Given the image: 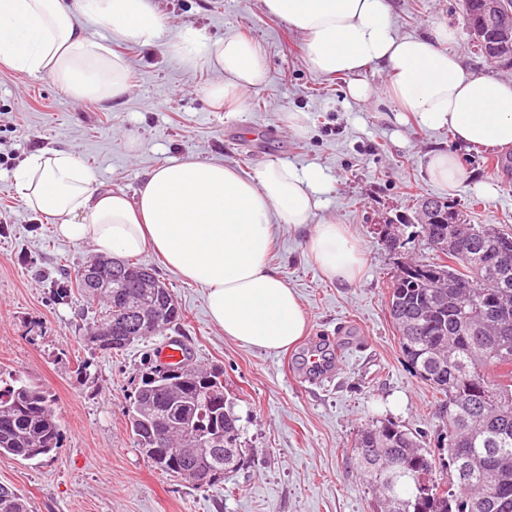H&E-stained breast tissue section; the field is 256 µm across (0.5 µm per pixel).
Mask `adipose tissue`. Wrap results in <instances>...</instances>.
Segmentation results:
<instances>
[{
  "mask_svg": "<svg viewBox=\"0 0 512 512\" xmlns=\"http://www.w3.org/2000/svg\"><path fill=\"white\" fill-rule=\"evenodd\" d=\"M263 10L299 31L304 61L324 77H349L351 98L373 95L361 73L389 74L388 95L429 130L462 144L512 146V85L477 76L450 49L439 27L405 37L391 21L389 0H260ZM104 28L91 39L89 26ZM167 40L188 68L218 74L209 101H241L260 86L266 61L257 45L229 32L169 29L154 0H0V64L44 75L78 100L119 102L128 91V64L112 42L152 47ZM328 178L311 165L269 161L249 172L221 162L183 160L153 169L136 199L98 185L72 152L40 150L17 168L14 190L32 211L56 222L75 242L105 256L156 252L169 271L203 288L210 318L225 336L266 352L294 344L306 318L296 293L268 266L273 228L310 227L308 248L322 275L341 286L360 275L362 251L344 225L311 224Z\"/></svg>",
  "mask_w": 512,
  "mask_h": 512,
  "instance_id": "adipose-tissue-1",
  "label": "adipose tissue"
}]
</instances>
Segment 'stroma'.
<instances>
[{
    "label": "stroma",
    "instance_id": "obj_1",
    "mask_svg": "<svg viewBox=\"0 0 512 512\" xmlns=\"http://www.w3.org/2000/svg\"><path fill=\"white\" fill-rule=\"evenodd\" d=\"M170 28H203L254 41L267 64L264 82L243 104L212 105L203 89L217 77L188 68L167 44H114L129 63L130 90L109 105L69 97L44 76L0 65V373H19L56 400L61 446L33 460L0 458V485L21 491L32 512H374V495L351 461L364 425L390 420L436 439L438 394L408 368L384 305L393 256L380 241L384 225L414 219L415 200L440 197L474 224L512 232V182L483 196L492 149L458 143L446 131L418 126L398 114L379 68L362 75L374 95L348 97L345 77H322L304 62L302 35L266 14L259 0H155ZM401 35L440 25L453 30L450 47L477 75L512 83V69L478 53L461 0H391ZM305 113L293 131L287 116ZM136 149H129V139ZM442 148L462 163V180L448 189L428 179L427 154ZM40 149L73 152L97 182L135 195L153 168L188 158L249 171L271 160L296 168L320 166L330 180L311 218L344 225L363 248L358 281L325 280L308 249V233L274 227L269 264L298 295L307 325L300 342L268 353L225 337L210 320L204 291L157 268L184 318L175 332L197 365L224 370V391L236 400L251 461L222 484L195 489L154 470L134 448L126 410L142 364L162 344L147 338L117 354L85 346L97 307L72 292L58 301L53 284L94 259L92 246L57 235L13 190L23 159ZM338 345L344 369L334 384L310 390L300 366L304 344ZM85 374H78L79 364Z\"/></svg>",
    "mask_w": 512,
    "mask_h": 512
}]
</instances>
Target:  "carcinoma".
Listing matches in <instances>:
<instances>
[{
  "label": "carcinoma",
  "instance_id": "cac0c4a2",
  "mask_svg": "<svg viewBox=\"0 0 512 512\" xmlns=\"http://www.w3.org/2000/svg\"><path fill=\"white\" fill-rule=\"evenodd\" d=\"M512 33V0H503ZM467 30L477 50L503 44L504 33L476 34L480 0H463ZM418 222L383 230L382 244L399 253L403 229L436 252L434 262L398 261L386 283V307L399 334L402 355L416 376L443 396L439 415L446 437L430 445L424 433L390 421L372 423L355 435L352 459L372 489L376 512H512V264L497 257L512 252V233L490 224L425 221L430 207L440 216L456 208L439 198H423ZM124 280L97 293L85 287L84 269L75 281L56 284L64 299L71 288L97 298V327L83 338L89 349L117 353L150 336L174 330L183 312L159 275L148 283L140 262L119 259ZM140 305L150 329L119 341L101 330L122 329L127 309ZM235 402L224 394V371L190 365L149 368L128 410L135 445L161 474L193 484L200 473L215 485L248 463L243 427ZM193 426L199 447H191L183 427ZM169 447L155 448L156 435ZM61 424L54 399L20 374L0 378V457L32 460L54 452ZM0 512H31L24 494L0 486Z\"/></svg>",
  "mask_w": 512,
  "mask_h": 512
}]
</instances>
